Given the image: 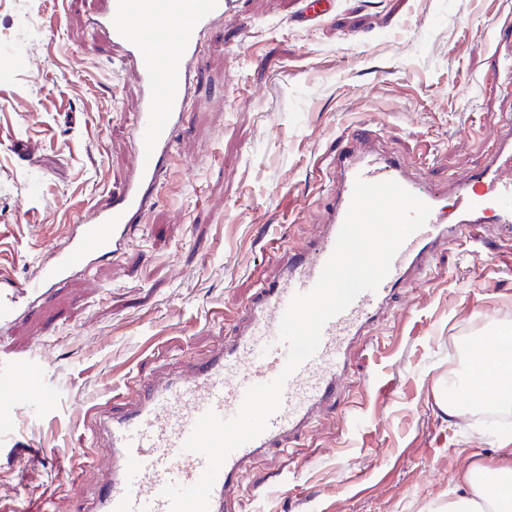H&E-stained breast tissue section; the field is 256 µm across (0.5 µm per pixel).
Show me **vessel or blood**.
I'll list each match as a JSON object with an SVG mask.
<instances>
[{
	"mask_svg": "<svg viewBox=\"0 0 512 512\" xmlns=\"http://www.w3.org/2000/svg\"><path fill=\"white\" fill-rule=\"evenodd\" d=\"M239 0H99L97 26L105 31L122 63L139 85L140 104L132 124L137 151L122 189L103 197L73 224L66 245L38 262L26 280L0 269V330L43 305L73 273L104 257H117L133 230L152 209L168 166L185 110L195 91L201 38L237 14ZM333 178L325 221L308 242L289 249L280 274L263 283L238 316L224 345L201 362L167 378L133 377L138 399L99 422L106 442L93 456L106 472L94 512H169L165 485H190L205 460L183 451L196 419L206 411L233 417L246 389L273 380L283 370L287 349L279 327L294 294L310 291L331 256L349 210L354 183L394 181L428 204L426 225L396 252L388 274L373 292L359 294L322 329L316 355L287 380L280 409L264 433L235 450L221 468L210 496V512L242 489L247 465L272 448H285L311 419L332 405L346 376L349 356L371 335L382 310L408 287L413 273L429 267L441 247L464 238L512 235V125L501 131L488 164L467 181L441 191L422 185L405 159L384 152L367 125L355 126L332 159ZM47 402L41 371L31 360L12 362L0 377V395Z\"/></svg>",
	"mask_w": 512,
	"mask_h": 512,
	"instance_id": "1",
	"label": "vessel or blood"
}]
</instances>
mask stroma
<instances>
[{"label":"stroma","mask_w":512,"mask_h":512,"mask_svg":"<svg viewBox=\"0 0 512 512\" xmlns=\"http://www.w3.org/2000/svg\"><path fill=\"white\" fill-rule=\"evenodd\" d=\"M299 0H241L203 37L158 201L118 258L70 280L12 334L49 404L16 405L0 435V512L48 499L90 512L87 458L129 376L209 356L323 221L331 157L355 125L430 182L485 165L512 120V0H334L313 24ZM95 0H0V268L28 278L70 223L123 186L136 147L135 77L92 18ZM27 143L33 165L14 147ZM512 325V236L485 260L466 242L433 264L350 355L335 408L247 469L224 512H443L473 464L512 457V424L447 418L437 403L459 337Z\"/></svg>","instance_id":"35a3bbf8"}]
</instances>
